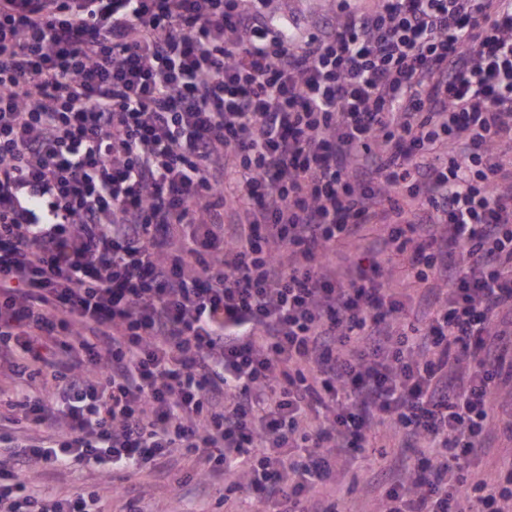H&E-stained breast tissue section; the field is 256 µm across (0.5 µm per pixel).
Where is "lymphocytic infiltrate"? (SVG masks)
<instances>
[{
	"label": "lymphocytic infiltrate",
	"instance_id": "lymphocytic-infiltrate-1",
	"mask_svg": "<svg viewBox=\"0 0 512 512\" xmlns=\"http://www.w3.org/2000/svg\"><path fill=\"white\" fill-rule=\"evenodd\" d=\"M0 371V512H512V0H0ZM246 5L279 18L288 27L294 25L304 33L319 30L340 10L364 13L378 0H246ZM53 484L58 490L87 486L90 491L95 490L96 493L103 497L106 508L110 510L120 509L119 502L113 501L112 483L104 478L93 466L85 464L76 465L63 474L56 475L53 479ZM138 486L143 491L142 506L148 512H187L195 507L190 498L181 497L166 480L143 474Z\"/></svg>",
	"mask_w": 512,
	"mask_h": 512
}]
</instances>
